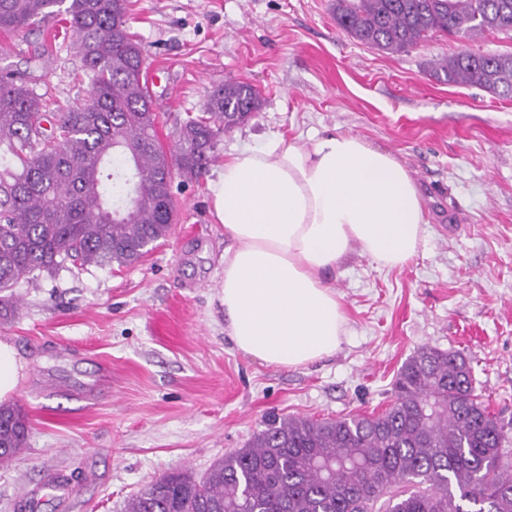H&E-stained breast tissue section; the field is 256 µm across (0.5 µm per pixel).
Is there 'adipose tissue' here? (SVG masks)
Returning a JSON list of instances; mask_svg holds the SVG:
<instances>
[{"instance_id":"obj_1","label":"adipose tissue","mask_w":512,"mask_h":512,"mask_svg":"<svg viewBox=\"0 0 512 512\" xmlns=\"http://www.w3.org/2000/svg\"><path fill=\"white\" fill-rule=\"evenodd\" d=\"M209 189L236 244L224 256L227 333L238 352L267 365L335 354L345 317L331 273L355 250L379 267H403L426 232L408 168L352 133L308 147L275 138L242 148Z\"/></svg>"}]
</instances>
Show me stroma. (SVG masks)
<instances>
[{
    "label": "stroma",
    "mask_w": 512,
    "mask_h": 512,
    "mask_svg": "<svg viewBox=\"0 0 512 512\" xmlns=\"http://www.w3.org/2000/svg\"><path fill=\"white\" fill-rule=\"evenodd\" d=\"M335 0H132L128 30L161 72L152 87L164 149L206 92L236 80L259 95L222 135L205 176L173 178L175 222L133 265L63 270L18 286L0 317L24 365L12 397L27 443L0 468V512H122L160 475H204L268 416L384 409L418 348L459 350L512 436V99L433 76L460 41L388 54L336 23ZM63 18L0 32V69L25 70L44 40L38 93L74 101L80 66ZM351 132L392 152L423 193L429 224L404 267L359 253L332 284L347 318L333 356L283 368L245 357L224 329V251L209 182L236 149L274 135L311 145Z\"/></svg>",
    "instance_id": "stroma-1"
}]
</instances>
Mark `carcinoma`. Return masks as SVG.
<instances>
[{
    "label": "carcinoma",
    "mask_w": 512,
    "mask_h": 512,
    "mask_svg": "<svg viewBox=\"0 0 512 512\" xmlns=\"http://www.w3.org/2000/svg\"><path fill=\"white\" fill-rule=\"evenodd\" d=\"M128 9L129 0H0L1 32L66 16L90 81L84 99L61 106L36 92L30 70L0 71V316L17 312L22 282L69 262L129 266L165 239L173 171L204 174L218 138L258 106L251 84L226 81L163 149ZM334 9L349 36L390 54L453 36L463 45L439 61L438 80L512 98V53L467 47L512 31V0H336ZM29 428L21 407L0 404V467L25 448ZM506 441L470 360L424 346L401 366L382 412L270 417L204 475L165 473L125 512H512Z\"/></svg>",
    "instance_id": "obj_1"
}]
</instances>
